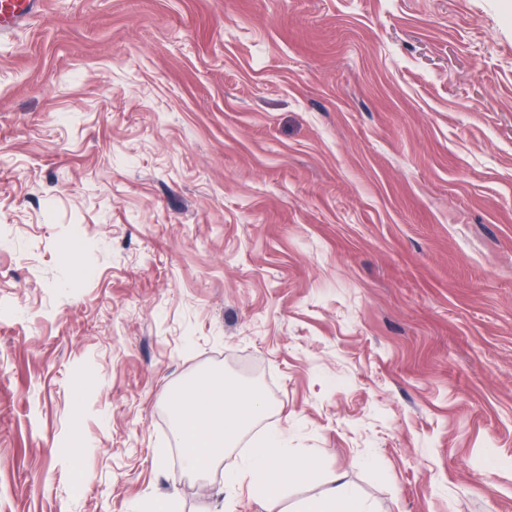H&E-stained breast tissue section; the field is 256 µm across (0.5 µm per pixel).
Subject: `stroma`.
<instances>
[{
    "instance_id": "35a3bbf8",
    "label": "stroma",
    "mask_w": 512,
    "mask_h": 512,
    "mask_svg": "<svg viewBox=\"0 0 512 512\" xmlns=\"http://www.w3.org/2000/svg\"><path fill=\"white\" fill-rule=\"evenodd\" d=\"M269 413L187 473L170 403ZM512 512V0H45L0 41V512ZM278 435H267L259 446L243 458L240 466L224 473V489L229 493L255 488L272 489L284 485L289 478L306 479L322 487L319 495L301 503L297 512H374L343 482L342 475L325 472L309 458H296L288 468L281 460L288 456Z\"/></svg>"
}]
</instances>
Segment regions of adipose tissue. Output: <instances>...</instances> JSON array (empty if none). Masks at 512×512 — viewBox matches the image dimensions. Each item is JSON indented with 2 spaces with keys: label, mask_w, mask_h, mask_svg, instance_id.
<instances>
[{
  "label": "adipose tissue",
  "mask_w": 512,
  "mask_h": 512,
  "mask_svg": "<svg viewBox=\"0 0 512 512\" xmlns=\"http://www.w3.org/2000/svg\"><path fill=\"white\" fill-rule=\"evenodd\" d=\"M172 410L183 466L188 472L202 474L223 461L238 436L265 413L266 403L258 389L240 387L215 376L180 391ZM287 455L279 436L267 435L240 466L225 472V490L233 493L258 487L272 489L292 478L306 479L317 483L321 491L301 503L298 512H372L341 475L320 470L306 457L296 459L291 466H282Z\"/></svg>",
  "instance_id": "adipose-tissue-1"
}]
</instances>
